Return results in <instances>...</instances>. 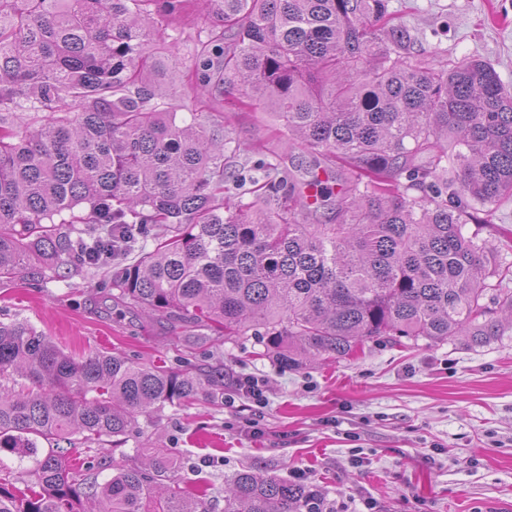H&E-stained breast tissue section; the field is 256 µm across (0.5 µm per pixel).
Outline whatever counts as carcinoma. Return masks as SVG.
<instances>
[{"instance_id":"cac0c4a2","label":"carcinoma","mask_w":512,"mask_h":512,"mask_svg":"<svg viewBox=\"0 0 512 512\" xmlns=\"http://www.w3.org/2000/svg\"><path fill=\"white\" fill-rule=\"evenodd\" d=\"M187 2L0 0V112L38 123L24 133L0 117V282L64 278L151 239L107 282L117 299L226 340L258 336L284 368L351 359L369 342L504 335L512 230L497 229L500 248L465 232L512 202V91L495 69L412 62L388 0H220L196 94L215 79L264 105L336 186L299 184L269 159L258 177L231 174L222 131L159 106L182 70L154 39L155 16ZM333 196L329 221L308 223ZM223 399L220 370L70 353L25 319L0 321V512H209L206 490L167 484L163 449L142 466L103 453L149 408ZM224 512L328 503L313 485L245 469Z\"/></svg>"}]
</instances>
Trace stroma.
<instances>
[{
  "label": "stroma",
  "mask_w": 512,
  "mask_h": 512,
  "mask_svg": "<svg viewBox=\"0 0 512 512\" xmlns=\"http://www.w3.org/2000/svg\"><path fill=\"white\" fill-rule=\"evenodd\" d=\"M389 9L411 31L412 61L481 58L512 90V0H389ZM210 10L202 2L193 15L160 24L158 40L179 62L190 64L208 40ZM202 110L224 126L230 169L272 154L296 181L315 175L306 150L262 106L240 112L215 95ZM109 268L74 267L38 287L0 285V320L25 317L68 352L223 368V405L140 416L139 434L123 447L128 462H144L145 449H167L172 483L207 489L211 512H224V489L246 466L288 480L306 471L334 512H370L369 500L371 512H512V330L484 347L463 336L409 348L378 342L354 361L288 370L262 356L259 337L224 340L164 315L113 307L97 289ZM245 374L266 379L265 405L236 389ZM250 420L260 421L262 437L244 433ZM437 445L443 454L427 462Z\"/></svg>",
  "instance_id": "1"
}]
</instances>
